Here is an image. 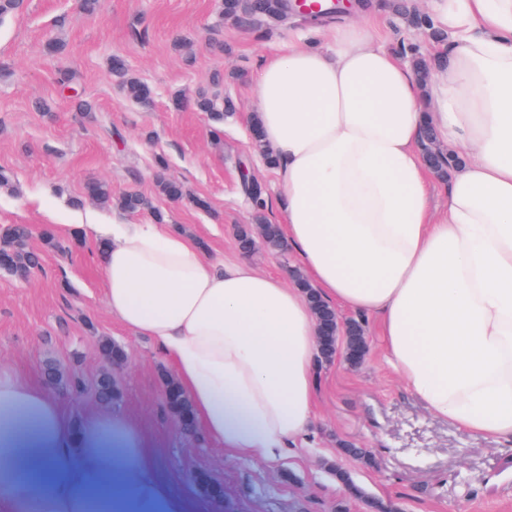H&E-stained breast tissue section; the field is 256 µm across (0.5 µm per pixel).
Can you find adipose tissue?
Masks as SVG:
<instances>
[{"mask_svg":"<svg viewBox=\"0 0 512 512\" xmlns=\"http://www.w3.org/2000/svg\"><path fill=\"white\" fill-rule=\"evenodd\" d=\"M448 59L428 83L361 9L253 79L281 230L322 299L374 319L435 416L512 443V0H429ZM459 163L429 205L423 136ZM106 305L169 358L207 436L267 462L315 418L318 322L302 289L210 258L170 224H98ZM0 512H189L136 421L73 423L0 368Z\"/></svg>","mask_w":512,"mask_h":512,"instance_id":"ef3b65f1","label":"adipose tissue"}]
</instances>
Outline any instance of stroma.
Segmentation results:
<instances>
[{"mask_svg":"<svg viewBox=\"0 0 512 512\" xmlns=\"http://www.w3.org/2000/svg\"><path fill=\"white\" fill-rule=\"evenodd\" d=\"M223 0H96L93 11L79 0H24L0 23V170L16 181V194H0V226L55 224H148L141 211L80 209L69 200L85 184L103 180L113 196L137 192L172 224L198 240L214 258L241 257L261 271L292 279L300 266L292 251L256 239L242 252L237 231L251 224L253 210L242 191L249 170L274 201L273 168L254 152L252 79L260 59L287 42L315 39L316 23L269 29L225 17ZM370 32L391 52L401 44L435 50L426 30L385 10ZM66 44L62 54L49 42ZM149 84L153 99L130 101L111 56ZM74 72L95 112L86 119L58 87L61 72ZM219 89L233 102L221 138L210 133L206 113L192 102L200 89ZM167 175L204 197L209 210L170 203L155 190L157 157ZM368 349L363 363L335 359L320 365L317 416L307 446L272 463L227 457L202 425L185 433L164 399L170 362L151 340L112 319L105 303L98 241L85 235L68 255L43 252V269L22 281L0 271V365L41 383L44 371L60 370L50 389L68 417L80 420L99 408L92 394L74 397L70 377L94 385L105 373L99 348L108 339L126 354L114 371L115 410L139 423L155 449L160 474L190 504L211 512L213 500L194 481L205 473L221 484L223 512H367L368 501L397 503L401 512H512V446L475 439L430 413L385 361L379 327L363 320ZM367 449L371 463L341 454L342 444ZM344 471L349 483L337 479Z\"/></svg>","mask_w":512,"mask_h":512,"instance_id":"1","label":"stroma"}]
</instances>
